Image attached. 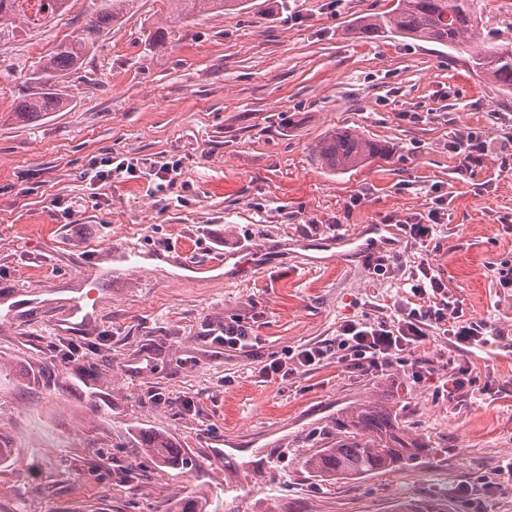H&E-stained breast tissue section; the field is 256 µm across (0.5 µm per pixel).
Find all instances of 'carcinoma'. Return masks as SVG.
I'll return each mask as SVG.
<instances>
[{
    "label": "carcinoma",
    "instance_id": "obj_1",
    "mask_svg": "<svg viewBox=\"0 0 512 512\" xmlns=\"http://www.w3.org/2000/svg\"><path fill=\"white\" fill-rule=\"evenodd\" d=\"M31 0H0V44L16 38V32L42 24L62 13L67 0H41V12L28 13ZM139 0H99L95 13L82 26L80 34L57 44L25 81V93L17 99L14 112L21 118L43 112H60L67 99L60 83L79 69L94 51L99 38L112 30L126 15L134 12ZM181 18L202 13H225L241 7L244 0H170ZM382 14L356 19L350 34L369 38L391 34L454 49H472V68L512 91V36L498 30L476 34L482 21L479 0H393ZM333 170H350L381 154V148L357 133L338 131L320 140L313 148ZM141 456L151 462L175 464L179 448L165 432L151 431L141 437ZM424 445L406 432L396 413L378 406H362L344 412L336 419V442L307 456L303 466L323 477L357 476L402 469L419 458ZM167 512H207V503L197 499L169 502Z\"/></svg>",
    "mask_w": 512,
    "mask_h": 512
}]
</instances>
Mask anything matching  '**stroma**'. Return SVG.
<instances>
[{
  "label": "stroma",
  "mask_w": 512,
  "mask_h": 512,
  "mask_svg": "<svg viewBox=\"0 0 512 512\" xmlns=\"http://www.w3.org/2000/svg\"><path fill=\"white\" fill-rule=\"evenodd\" d=\"M98 0L0 47L36 69L76 36ZM392 0H246L224 16L173 21L169 0H140L63 82L69 105L23 123L22 81L0 94V512H165L197 497L211 512H512V92L475 74L469 51L348 31ZM166 40H153L157 30ZM346 129L388 154L344 173L314 153ZM486 144L462 170L450 143ZM137 169L176 164L172 189L140 177L88 185L83 171L112 157ZM445 195L447 215L425 244L400 240L398 268L377 261L318 265L296 239L400 224ZM171 245L196 263L248 244L277 245L243 276L187 278L161 268L108 273L90 329L56 323L86 290L94 252L113 243ZM441 276L464 316L488 323L492 344L465 353L469 385L443 387L448 351L431 336L416 378L396 364L364 375L327 360L282 384L263 365L331 341L346 320L394 314L420 263ZM37 304L11 311L19 294ZM241 318L251 351L217 344ZM368 402L391 407L428 452L395 472L322 479L304 458L336 439V419ZM142 431H164L185 464L139 459ZM232 441L212 459L206 442Z\"/></svg>",
  "instance_id": "obj_1"
}]
</instances>
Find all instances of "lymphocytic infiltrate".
I'll use <instances>...</instances> for the list:
<instances>
[{"mask_svg": "<svg viewBox=\"0 0 512 512\" xmlns=\"http://www.w3.org/2000/svg\"><path fill=\"white\" fill-rule=\"evenodd\" d=\"M434 328L441 329L457 358L451 383L454 390H461L470 375L464 353L470 347L488 345L491 331L487 323L465 318L458 305L445 300L439 306L414 308L406 304L392 316L380 319L344 321L337 329L335 343L298 347L288 359L278 358L263 365L261 374L267 381L281 383L331 358L365 373H378L393 364L408 362L416 351L425 348Z\"/></svg>", "mask_w": 512, "mask_h": 512, "instance_id": "f902f5d3", "label": "lymphocytic infiltrate"}]
</instances>
